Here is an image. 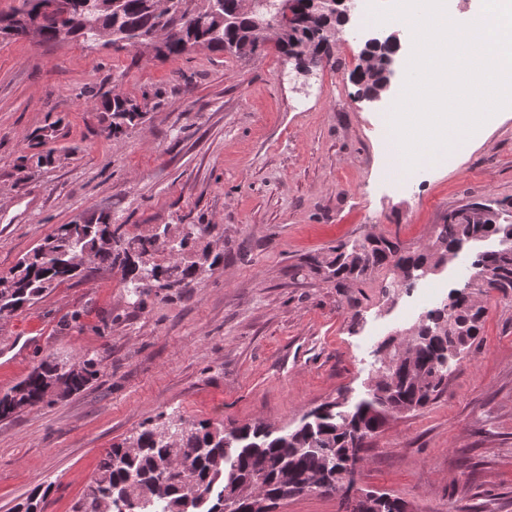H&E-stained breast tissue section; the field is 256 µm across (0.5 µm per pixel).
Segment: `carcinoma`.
<instances>
[{"label":"carcinoma","mask_w":512,"mask_h":512,"mask_svg":"<svg viewBox=\"0 0 512 512\" xmlns=\"http://www.w3.org/2000/svg\"><path fill=\"white\" fill-rule=\"evenodd\" d=\"M44 0H20L7 13L0 12V38L26 35L17 16L39 20L44 41L56 43L66 29L69 40L94 43L102 31L112 33V46L140 48L153 46L157 31L175 27L177 32L163 45L154 46V57L171 58L198 50L227 52L238 58L257 54L271 45L286 55L300 50L309 59L317 55L332 58V45L324 43L325 31L336 25V10L321 14L314 24L303 22L265 30L262 23L272 15L260 8L243 12L235 0H175L181 17L157 12L155 0H100L97 7H85L87 0H61L53 11L42 8ZM143 102L130 97L101 96L99 111L107 121L108 136L117 138L147 116L150 97ZM57 123L38 129L31 147L39 152L18 157L19 167L31 160L39 167L56 160ZM486 204L467 203L452 220L440 225L435 238L424 246L406 251L398 240L366 235L353 243H341L325 260H315L310 268L338 288L363 282L376 270L436 266L448 260L455 246L471 237L512 239V224H490L482 220ZM215 224L165 225L161 240L129 235L123 225L108 215H99L83 224H60L44 243L0 273V317L35 303L54 288L77 276L81 268L72 264L74 255L87 251L95 263L119 269L128 292L136 303L159 290H183L205 269L224 262V253L213 249L206 237ZM471 275L487 282L486 294L494 291L504 298L512 295V249L485 250L474 257ZM486 307L475 294L461 289L448 293L439 307L425 313L426 325L443 327V334L421 329L411 337L383 341L390 349L392 367L387 375L368 385L366 396L348 407L338 399L325 402L303 415L294 428L274 429L256 421L231 429L210 421L188 420L180 415L159 414L131 436L137 451L126 450V442L112 448L98 464L97 484L87 488L73 512H100L112 503V512H251L236 493L257 483L267 494L276 495L281 479L288 477L293 489L314 476H321L324 494L333 491L336 469L343 466L347 448L366 440L397 414L417 411L435 401L443 392L448 371L440 370L442 360L460 359L477 340ZM82 371L68 375L64 367L48 358L8 393L0 396V418L26 408L51 404L53 397L79 392L100 372L94 357L81 359ZM167 425L179 430L171 442L159 434ZM47 493L37 487L15 505V512H42Z\"/></svg>","instance_id":"1"}]
</instances>
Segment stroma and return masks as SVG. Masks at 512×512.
<instances>
[{
	"label": "stroma",
	"instance_id": "1",
	"mask_svg": "<svg viewBox=\"0 0 512 512\" xmlns=\"http://www.w3.org/2000/svg\"><path fill=\"white\" fill-rule=\"evenodd\" d=\"M374 1L386 2L358 0L332 63L300 91L271 47L157 60L132 47L0 41V272L57 225L102 213L132 235L214 224L224 252L222 267L142 308L120 270L90 268L0 318V395L44 358L100 361L82 391L0 419V512L40 484L52 488L44 512H72L112 444L162 412L292 428L322 403L355 404L379 343L415 323L424 289L462 286L473 247L389 294L391 270L338 288L308 261L369 232L416 249L469 202L512 222V107L462 150L420 161L412 184L388 172L390 110L359 102L350 80ZM116 88L160 91L162 104L115 139L97 106ZM50 117L69 156L18 168ZM486 307L438 399L370 439L362 489L417 512H512V296Z\"/></svg>",
	"mask_w": 512,
	"mask_h": 512
}]
</instances>
